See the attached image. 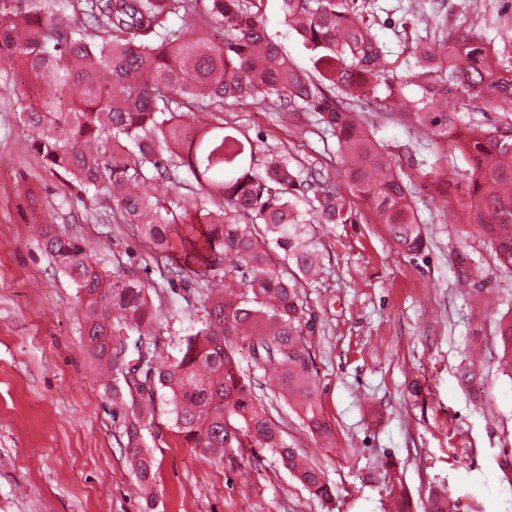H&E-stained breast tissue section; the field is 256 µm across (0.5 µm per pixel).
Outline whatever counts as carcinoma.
I'll list each match as a JSON object with an SVG mask.
<instances>
[{"label": "carcinoma", "instance_id": "cac0c4a2", "mask_svg": "<svg viewBox=\"0 0 512 512\" xmlns=\"http://www.w3.org/2000/svg\"><path fill=\"white\" fill-rule=\"evenodd\" d=\"M270 2L301 39L311 70L296 68L269 33ZM51 10L61 21L42 16ZM404 14L409 75L388 84L379 103L387 110L407 83L417 88L415 122L430 134L413 139L428 150L413 172L359 115L390 55L374 32V0H29L25 11L0 0V60L24 58L27 76L12 85L31 148L78 200L140 225L166 269L151 279L115 255L106 270L89 262L85 239L45 234L44 250L77 288L87 350L112 378V419L125 427L146 508L157 476L144 432L159 404L182 443L211 462L224 463L226 448H261L310 495L332 499L322 468L288 446L270 413L273 401L288 402L334 449L310 353L314 321L297 279L320 264L308 225L350 222L361 201L399 249L418 256L425 240L412 194L451 168L468 195L448 202V223L475 228L499 267L512 271V56L474 33L448 46L446 0H411ZM215 25L217 42L207 36ZM462 100L469 112L502 119L487 129L465 122L454 109ZM226 104L271 106L291 121L308 114L336 138L352 201L334 187L312 189L287 151L256 159L254 141L218 118ZM458 158L466 168L455 167ZM189 185L197 190L190 209L181 204ZM457 261L459 278L483 287L470 254ZM189 264L193 283L182 280ZM178 281L194 290L185 302L202 315L190 319L179 355L162 362L153 295ZM498 333L512 371V318ZM243 342L278 391L255 392L241 368ZM381 477L392 512H409L396 467L383 466Z\"/></svg>", "mask_w": 512, "mask_h": 512}]
</instances>
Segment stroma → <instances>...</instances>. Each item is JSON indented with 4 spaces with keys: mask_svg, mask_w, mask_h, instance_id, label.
<instances>
[{
    "mask_svg": "<svg viewBox=\"0 0 512 512\" xmlns=\"http://www.w3.org/2000/svg\"><path fill=\"white\" fill-rule=\"evenodd\" d=\"M362 119L397 156L411 144L408 101L394 113L372 102ZM228 125L258 152L282 147L342 195L350 186L336 140L308 118L225 107ZM456 184L416 192L426 250L400 251L366 206L355 223L310 228L318 282H305L315 319L310 352L324 411L336 429L322 448L286 403L272 417L288 446L321 464L332 501L312 497L270 453L227 449L224 465L187 448L166 414L147 443L160 466L153 512H384L388 488L368 474L396 463L412 512L430 496L459 512H512V374L499 365V318L512 309V273L499 269L480 236L456 233L442 205ZM85 238L91 259L149 260L139 225L113 222L68 196L31 149L11 84L0 80V512H143L126 435L112 418V389L96 372L80 334V304L68 276L43 248L47 232ZM481 262L482 292L458 288L455 256ZM183 288L161 294L159 347L178 353L189 323Z\"/></svg>",
    "mask_w": 512,
    "mask_h": 512,
    "instance_id": "1",
    "label": "stroma"
}]
</instances>
